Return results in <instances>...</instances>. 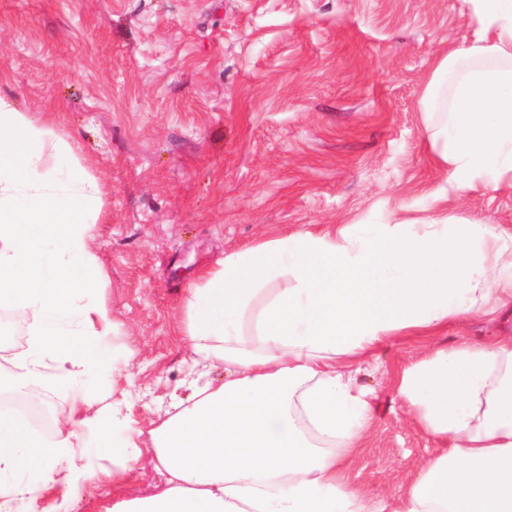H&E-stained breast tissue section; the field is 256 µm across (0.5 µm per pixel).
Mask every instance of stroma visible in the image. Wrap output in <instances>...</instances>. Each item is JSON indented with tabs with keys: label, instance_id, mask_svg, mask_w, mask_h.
I'll return each instance as SVG.
<instances>
[{
	"label": "stroma",
	"instance_id": "35a3bbf8",
	"mask_svg": "<svg viewBox=\"0 0 512 512\" xmlns=\"http://www.w3.org/2000/svg\"><path fill=\"white\" fill-rule=\"evenodd\" d=\"M462 0H0V98L54 115L102 188L91 243L139 425L224 368L193 362L183 294L225 253L297 229L448 213L512 225V189L435 203L419 99L471 33ZM396 336L357 374L374 421L346 473L402 496L435 442L393 371L451 343Z\"/></svg>",
	"mask_w": 512,
	"mask_h": 512
}]
</instances>
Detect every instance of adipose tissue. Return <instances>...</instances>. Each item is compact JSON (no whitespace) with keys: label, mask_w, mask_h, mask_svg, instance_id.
Instances as JSON below:
<instances>
[{"label":"adipose tissue","mask_w":512,"mask_h":512,"mask_svg":"<svg viewBox=\"0 0 512 512\" xmlns=\"http://www.w3.org/2000/svg\"><path fill=\"white\" fill-rule=\"evenodd\" d=\"M464 2L476 26L420 96L448 167L444 197L512 188V0ZM99 198L53 119L34 123L0 98V309L27 327L18 369L0 370V512H72L81 481H120L146 454L163 485L101 512H512V337L463 338L396 371L440 446L404 495L345 479L375 399L349 362L512 308L511 225L339 224L226 253L186 288L182 329L224 381L188 382L175 410L142 428L130 390L105 386L134 352L114 343L101 295L88 233ZM45 376L68 406L34 425L16 408Z\"/></svg>","instance_id":"obj_1"}]
</instances>
